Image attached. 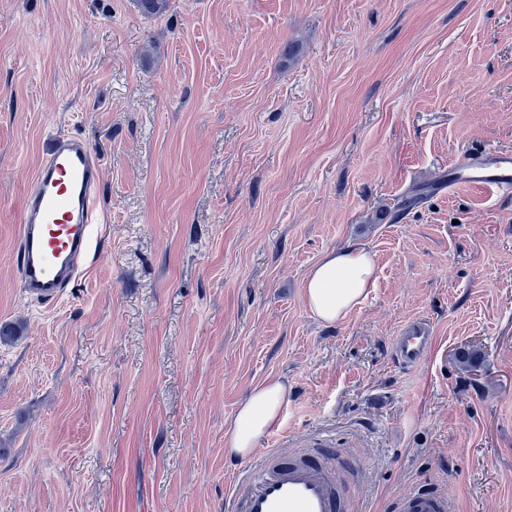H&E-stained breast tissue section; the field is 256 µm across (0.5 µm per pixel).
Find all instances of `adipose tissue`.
Returning a JSON list of instances; mask_svg holds the SVG:
<instances>
[{"mask_svg":"<svg viewBox=\"0 0 512 512\" xmlns=\"http://www.w3.org/2000/svg\"><path fill=\"white\" fill-rule=\"evenodd\" d=\"M375 261L365 248L349 247L327 253L305 279L306 302L323 323L342 321L375 284ZM288 400V384L271 378L254 386L224 433V453L247 458L277 424Z\"/></svg>","mask_w":512,"mask_h":512,"instance_id":"obj_1","label":"adipose tissue"}]
</instances>
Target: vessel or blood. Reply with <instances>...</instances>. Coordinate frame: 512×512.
Here are the masks:
<instances>
[{"label":"vessel or blood","instance_id":"1","mask_svg":"<svg viewBox=\"0 0 512 512\" xmlns=\"http://www.w3.org/2000/svg\"><path fill=\"white\" fill-rule=\"evenodd\" d=\"M439 188L462 185L493 195L512 194V155L468 157L449 165ZM102 218L101 169L87 140L57 134L25 197L18 238L17 269L24 293L58 300L95 255ZM435 346L430 323L415 319L392 340V358L401 368L426 363ZM366 466L324 443L283 452L266 450L235 476L226 500L229 512H357L345 490L346 478L362 479ZM392 512H452L448 496L435 488L400 495Z\"/></svg>","mask_w":512,"mask_h":512}]
</instances>
